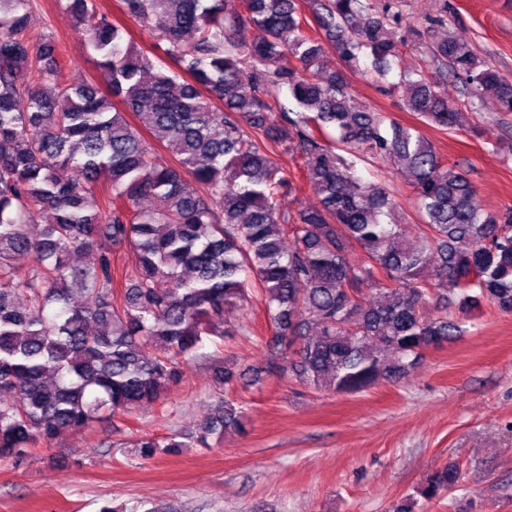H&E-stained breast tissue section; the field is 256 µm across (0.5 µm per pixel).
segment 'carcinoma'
I'll list each match as a JSON object with an SVG mask.
<instances>
[{
  "label": "carcinoma",
  "instance_id": "obj_1",
  "mask_svg": "<svg viewBox=\"0 0 512 512\" xmlns=\"http://www.w3.org/2000/svg\"><path fill=\"white\" fill-rule=\"evenodd\" d=\"M123 2L171 66L135 49L94 0L70 7L136 127L96 82L60 81L55 40L25 34L30 0H0V459L95 422L119 429L116 419L158 402L185 362L230 335L217 326L253 288L280 347L264 373L291 370L342 394L399 377L460 335L452 300L462 314L484 302L512 312V208H485L468 171L420 128L459 130L488 96L512 112V79L450 32L447 7L416 31L441 81L414 68L392 84L419 121L404 125L359 109L347 79L363 57L382 79L399 66L406 42L384 36L402 20L399 0ZM330 50L344 68L326 70ZM450 77L462 105L440 88ZM284 89L298 111L282 106ZM276 148L300 153L319 207L282 208L294 184ZM367 154L407 176L414 236L393 195L357 175ZM99 185L108 197L94 208ZM149 198L163 205L142 207ZM127 248L136 265L119 297L112 257ZM78 253L94 260L80 265ZM243 419L222 400L195 434L144 435L135 447L145 458L210 449ZM456 481V470L436 471L419 494L431 500Z\"/></svg>",
  "mask_w": 512,
  "mask_h": 512
}]
</instances>
